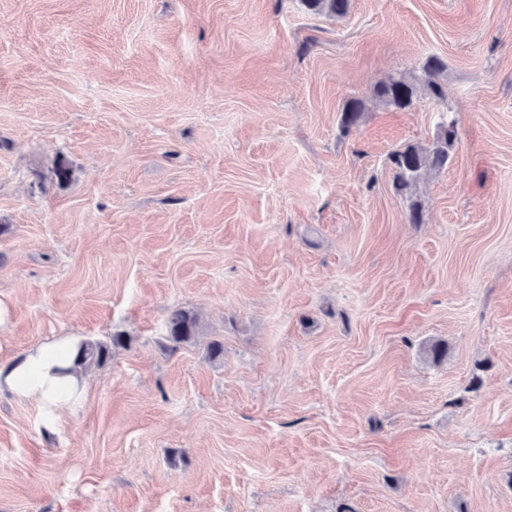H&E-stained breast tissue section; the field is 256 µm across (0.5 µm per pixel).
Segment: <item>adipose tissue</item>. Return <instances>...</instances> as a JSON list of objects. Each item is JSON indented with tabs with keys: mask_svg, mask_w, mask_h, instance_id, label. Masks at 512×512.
Instances as JSON below:
<instances>
[{
	"mask_svg": "<svg viewBox=\"0 0 512 512\" xmlns=\"http://www.w3.org/2000/svg\"><path fill=\"white\" fill-rule=\"evenodd\" d=\"M82 342L76 335L47 340L0 365V392L36 401L50 416L64 407L82 406L88 384L73 369Z\"/></svg>",
	"mask_w": 512,
	"mask_h": 512,
	"instance_id": "obj_1",
	"label": "adipose tissue"
}]
</instances>
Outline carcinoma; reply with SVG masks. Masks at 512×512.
I'll return each instance as SVG.
<instances>
[{"label":"carcinoma","mask_w":512,"mask_h":512,"mask_svg":"<svg viewBox=\"0 0 512 512\" xmlns=\"http://www.w3.org/2000/svg\"><path fill=\"white\" fill-rule=\"evenodd\" d=\"M304 6L314 14H326L341 17L348 12L349 0H302ZM447 69L446 62L437 56L425 60L421 74L414 77L392 76L379 83L372 90V98L387 109L405 110L420 95L431 99L444 100L448 92L440 77ZM364 104L359 99H351L341 113L340 127L348 134L362 117ZM458 139L456 123L452 119L439 125L433 142L423 147L407 145L389 154L393 171L394 187L401 195L409 199V221L418 224L421 221V206L413 199V190L423 175L431 170H442L448 161ZM198 316L184 309L171 311L166 320V340L172 349L193 343L200 336ZM129 338L122 333H114L107 343L85 341L75 358L74 367L84 371L102 367L112 356V348L126 346Z\"/></svg>","instance_id":"carcinoma-1"}]
</instances>
